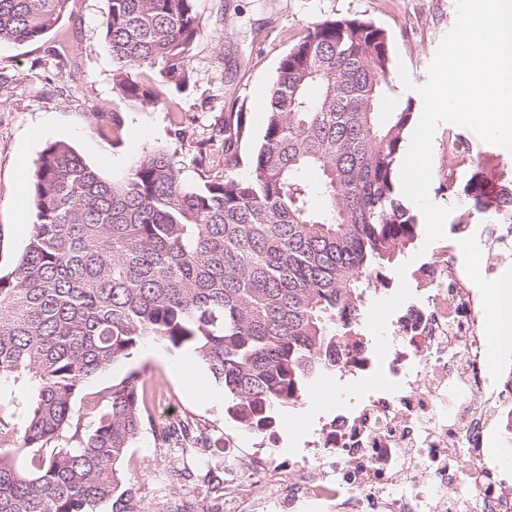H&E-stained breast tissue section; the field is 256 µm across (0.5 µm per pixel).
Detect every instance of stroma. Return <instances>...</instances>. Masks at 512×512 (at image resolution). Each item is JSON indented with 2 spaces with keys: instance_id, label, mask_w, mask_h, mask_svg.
I'll use <instances>...</instances> for the list:
<instances>
[{
  "instance_id": "1",
  "label": "stroma",
  "mask_w": 512,
  "mask_h": 512,
  "mask_svg": "<svg viewBox=\"0 0 512 512\" xmlns=\"http://www.w3.org/2000/svg\"><path fill=\"white\" fill-rule=\"evenodd\" d=\"M455 0H196L200 34L188 60L191 78L185 90L162 88L158 103L145 108L124 100L112 79V56L103 42L106 0H69L64 17L36 41L0 42V269L26 245L29 226L18 223L20 206L30 203L31 177L37 158L49 143L64 141L83 159L99 167L109 181H119L144 152L163 149L174 154L181 182L203 185L224 165V144L213 134L230 113H243L238 174H247L248 159L264 131L265 101L280 60L315 22L343 17L371 20L385 29L395 62L403 63L414 85H423L444 36L456 19ZM121 113L122 141L101 135L99 114ZM40 136H32V129ZM467 141L469 160L457 163L448 153L449 133ZM488 181L512 184V153L484 143L470 129L440 124L433 139L431 200L450 207L446 236L432 244L416 240L403 256L405 278L388 287H371L367 302L393 295L407 282L414 298L426 292L417 283L418 269L447 253L469 287L486 291L504 276L512 277V236L488 238L484 223L463 219L464 208L448 183L464 185L475 170ZM147 366L146 377L160 404L154 413L163 425L170 413L192 421L213 446L185 450L156 445L144 431L130 448L123 472L137 484L140 512H220L222 501L198 495L208 471L224 466L223 439L242 453L265 444L269 453L287 459L283 426L270 439L242 430L227 413L226 402L209 403L195 394L198 381L209 374L191 349H171L145 342L137 355L88 380L78 399L85 424L97 417L96 400L112 381L136 366ZM192 471L180 478V469Z\"/></svg>"
}]
</instances>
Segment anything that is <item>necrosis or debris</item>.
<instances>
[{"instance_id":"1","label":"necrosis or debris","mask_w":512,"mask_h":512,"mask_svg":"<svg viewBox=\"0 0 512 512\" xmlns=\"http://www.w3.org/2000/svg\"><path fill=\"white\" fill-rule=\"evenodd\" d=\"M421 277L431 290L401 311L385 359L349 346L336 365L355 379L383 370L399 390L369 393L289 461L228 451L224 512H512V482L487 452L512 371L490 379L486 303L447 260Z\"/></svg>"}]
</instances>
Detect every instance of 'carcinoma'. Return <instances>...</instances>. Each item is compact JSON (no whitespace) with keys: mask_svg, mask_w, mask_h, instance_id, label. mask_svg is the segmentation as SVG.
Instances as JSON below:
<instances>
[{"mask_svg":"<svg viewBox=\"0 0 512 512\" xmlns=\"http://www.w3.org/2000/svg\"><path fill=\"white\" fill-rule=\"evenodd\" d=\"M67 2L0 0V42L42 37ZM107 2L102 31L121 97L146 107L161 87L188 84L195 0ZM396 92L387 32L330 19L281 59L245 176L235 173L240 114L224 122V171L201 187L184 186L165 151L115 183L66 142L42 150L32 235L0 273V385L23 386L32 406L16 431L0 399V443L30 455L20 470L0 449V512H139L121 470L129 448L147 428L175 446L190 424L156 429L145 366L106 388L89 430L77 399L146 338L193 350L253 433L335 372L338 351L359 344L367 288L389 285L420 229L396 182L415 106L383 111ZM316 190L321 210L310 206ZM448 190L468 214L512 225V184L476 170Z\"/></svg>","mask_w":512,"mask_h":512,"instance_id":"obj_1","label":"carcinoma"}]
</instances>
